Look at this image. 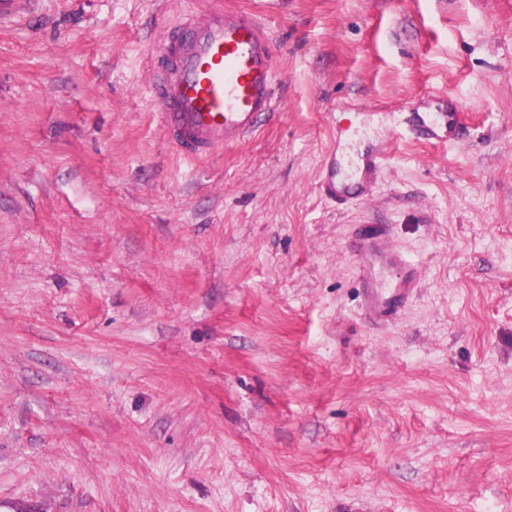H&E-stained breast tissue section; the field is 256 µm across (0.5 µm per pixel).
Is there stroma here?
Wrapping results in <instances>:
<instances>
[{
    "label": "stroma",
    "mask_w": 512,
    "mask_h": 512,
    "mask_svg": "<svg viewBox=\"0 0 512 512\" xmlns=\"http://www.w3.org/2000/svg\"><path fill=\"white\" fill-rule=\"evenodd\" d=\"M212 2L278 107L197 159L149 90L188 0L0 27V512H512V0ZM345 113L391 153L341 205ZM380 234L418 288L373 324Z\"/></svg>",
    "instance_id": "35a3bbf8"
}]
</instances>
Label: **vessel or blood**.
Here are the masks:
<instances>
[{"label":"vessel or blood","instance_id":"vessel-or-blood-1","mask_svg":"<svg viewBox=\"0 0 512 512\" xmlns=\"http://www.w3.org/2000/svg\"><path fill=\"white\" fill-rule=\"evenodd\" d=\"M166 69L156 75L151 98L169 142L197 158L256 133L277 105L279 78L267 25L257 14L230 6L189 12L181 38L162 48ZM387 158L382 144L361 138L324 168L318 188L339 203L370 192ZM365 313L384 321L396 315L417 286L403 250L382 237L365 240L356 254Z\"/></svg>","mask_w":512,"mask_h":512}]
</instances>
